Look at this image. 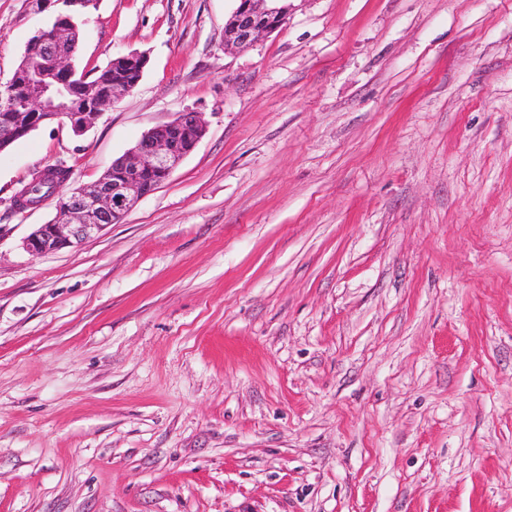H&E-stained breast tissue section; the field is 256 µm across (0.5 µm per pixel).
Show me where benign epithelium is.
<instances>
[{
  "instance_id": "obj_1",
  "label": "benign epithelium",
  "mask_w": 512,
  "mask_h": 512,
  "mask_svg": "<svg viewBox=\"0 0 512 512\" xmlns=\"http://www.w3.org/2000/svg\"><path fill=\"white\" fill-rule=\"evenodd\" d=\"M224 23V48L245 50L260 38L283 27L288 19V0H235ZM77 25L51 24L36 31L26 45L25 65L34 71L30 92L17 95L15 80L0 84V103L11 108L0 113V152L26 135L52 122H65L81 134L134 86L115 81L105 90L94 110L75 112L72 89L78 75L73 53L58 49ZM206 134L198 112H184L164 125L148 130L123 156L116 159L99 181L76 184L70 175L50 164L33 173L32 181L57 184L52 199L56 216L40 224L23 241L31 255L76 249L109 224H120L138 201L162 185Z\"/></svg>"
}]
</instances>
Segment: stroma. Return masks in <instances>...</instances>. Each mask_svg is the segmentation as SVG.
Returning a JSON list of instances; mask_svg holds the SVG:
<instances>
[{"label":"stroma","mask_w":512,"mask_h":512,"mask_svg":"<svg viewBox=\"0 0 512 512\" xmlns=\"http://www.w3.org/2000/svg\"><path fill=\"white\" fill-rule=\"evenodd\" d=\"M95 0L148 57L85 134L0 152V512H512V0ZM49 22L0 0V83ZM207 132L122 223L28 254L13 196ZM224 23V48L245 50L260 38L283 27L288 19V0H235Z\"/></svg>","instance_id":"1"}]
</instances>
